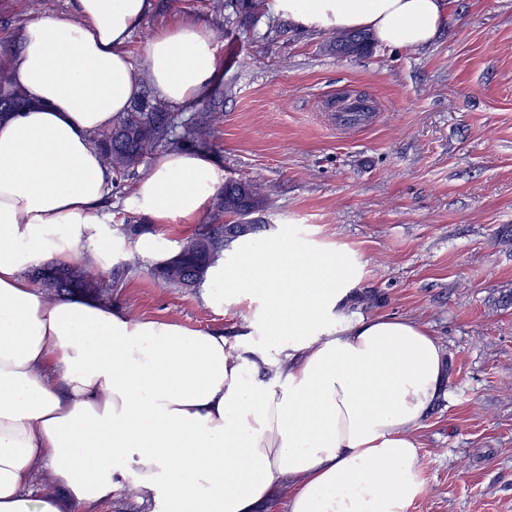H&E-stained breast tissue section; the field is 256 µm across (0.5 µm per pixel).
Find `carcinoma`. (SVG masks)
<instances>
[{
  "label": "carcinoma",
  "mask_w": 512,
  "mask_h": 512,
  "mask_svg": "<svg viewBox=\"0 0 512 512\" xmlns=\"http://www.w3.org/2000/svg\"><path fill=\"white\" fill-rule=\"evenodd\" d=\"M216 12H224L227 23L253 22L263 14L265 0H212ZM327 48L338 56L367 54L372 48V38L365 32H339L331 36ZM220 97L214 96L209 111L181 125L174 124L164 105L149 98H140L131 105L129 111L121 112L114 119L112 128L97 134L94 145L100 150L104 164L112 174L125 178L134 170L125 154L112 149V132L131 129L139 133L134 148L140 159H145L160 148H180L189 145L195 149L212 148L211 129L219 120ZM247 198L253 211L266 207L267 195L262 184L255 181L231 180L214 197V209L226 215L238 213L239 202ZM227 245L224 244V225L206 226L191 240L181 245L182 264L177 268L169 263L154 266V278L165 285L178 288H199L207 279L208 272L223 257ZM55 279L43 280V287L53 295L64 293H85L97 296L112 292L119 282V274H114L109 283L102 273L87 265L59 268Z\"/></svg>",
  "instance_id": "obj_1"
}]
</instances>
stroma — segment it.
Returning a JSON list of instances; mask_svg holds the SVG:
<instances>
[{
  "mask_svg": "<svg viewBox=\"0 0 512 512\" xmlns=\"http://www.w3.org/2000/svg\"><path fill=\"white\" fill-rule=\"evenodd\" d=\"M46 13L69 15V0H0V48ZM180 17L218 46L232 94L211 155L225 179L265 182L268 235L345 251L360 271L348 318L407 319L441 347L447 381L415 433L422 466L410 512H512V0H454L431 45L348 57L326 50L328 32L270 10L229 29L210 0H155L128 45L133 59ZM359 94L372 123L339 126L337 98ZM152 165L113 189V227L138 225L170 253L204 225L233 223L210 207L183 224L150 222L133 193ZM134 244L112 250L121 279L109 304L237 335L248 303L225 302L220 281L164 286L149 258L126 267Z\"/></svg>",
  "mask_w": 512,
  "mask_h": 512,
  "instance_id": "35a3bbf8",
  "label": "stroma"
}]
</instances>
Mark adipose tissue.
Here are the masks:
<instances>
[{
    "label": "adipose tissue",
    "mask_w": 512,
    "mask_h": 512,
    "mask_svg": "<svg viewBox=\"0 0 512 512\" xmlns=\"http://www.w3.org/2000/svg\"><path fill=\"white\" fill-rule=\"evenodd\" d=\"M154 0H72L0 51V512H97L129 488L152 512H408L414 436L444 381L425 327L348 319L345 253L292 237L234 241L228 301L256 303L238 353L219 331L133 318L87 294L48 297L28 264L104 267L112 173L93 143L143 85L180 108L221 74L199 23L127 47ZM306 30H366L387 47L430 43L449 0H273ZM224 182L197 150L158 156L134 202L157 224L199 216ZM90 244L89 255L80 248Z\"/></svg>",
    "instance_id": "obj_1"
}]
</instances>
